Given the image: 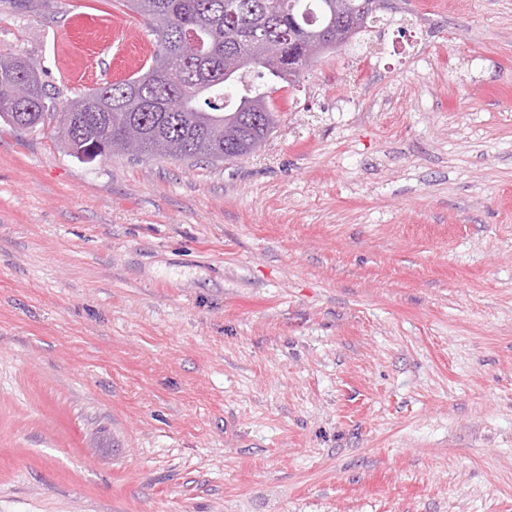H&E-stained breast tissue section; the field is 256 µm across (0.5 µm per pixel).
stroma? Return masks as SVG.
<instances>
[{
  "instance_id": "stroma-1",
  "label": "stroma",
  "mask_w": 512,
  "mask_h": 512,
  "mask_svg": "<svg viewBox=\"0 0 512 512\" xmlns=\"http://www.w3.org/2000/svg\"><path fill=\"white\" fill-rule=\"evenodd\" d=\"M386 17L243 159L0 122V512H512V0ZM155 49L0 0L59 106Z\"/></svg>"
}]
</instances>
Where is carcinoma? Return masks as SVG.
I'll use <instances>...</instances> for the list:
<instances>
[{
	"label": "carcinoma",
	"mask_w": 512,
	"mask_h": 512,
	"mask_svg": "<svg viewBox=\"0 0 512 512\" xmlns=\"http://www.w3.org/2000/svg\"><path fill=\"white\" fill-rule=\"evenodd\" d=\"M155 25L158 51L148 68L104 82L53 111L40 76L28 98L12 86L28 79L34 62L0 54V120L33 129L58 123L62 148L78 160L149 152L213 162L254 154L278 126L272 104L277 85L293 87L300 71L320 56L350 44L378 21V0H128ZM255 45L250 61L238 47ZM186 110L166 112L171 97ZM144 139L123 138L126 125ZM107 133L103 148L94 139Z\"/></svg>",
	"instance_id": "carcinoma-1"
}]
</instances>
